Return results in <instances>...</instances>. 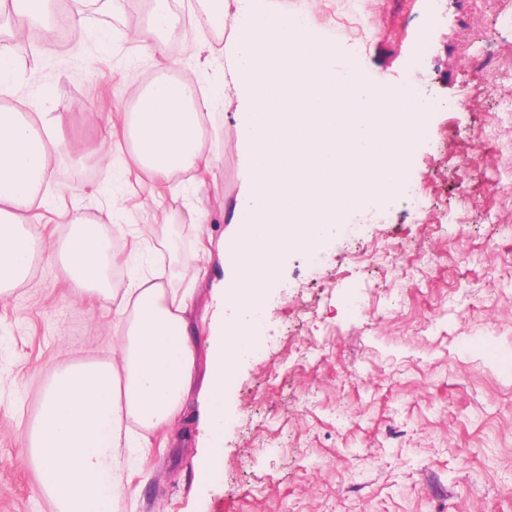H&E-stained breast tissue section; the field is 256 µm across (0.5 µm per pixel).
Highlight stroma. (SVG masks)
Instances as JSON below:
<instances>
[{
  "label": "stroma",
  "mask_w": 512,
  "mask_h": 512,
  "mask_svg": "<svg viewBox=\"0 0 512 512\" xmlns=\"http://www.w3.org/2000/svg\"><path fill=\"white\" fill-rule=\"evenodd\" d=\"M274 12L306 14L373 83L415 82L434 102L403 192L345 214L317 256L289 253L262 313L260 347L241 357L224 388L223 465L203 480L202 432L193 407L176 424L139 430L148 480L131 483L112 512H512V225L465 212L457 164L473 154L471 191L492 214L512 189V0H265ZM149 0L116 11L86 8L85 33L38 39L19 57L23 77L0 109L53 113L65 143L50 162L44 205L27 224V276L0 299V512H52L39 471L25 462L26 433L59 370L112 357L110 301L71 283L60 249L80 218L98 220L127 266L108 267L113 288L128 270H164L191 289V321L206 334L211 283L223 273L202 249L231 233L242 176L236 100L210 111L209 167L156 185L135 165L123 136L131 104L156 78L205 68L230 82L224 44L237 0H224V28L198 27L197 0H174L181 25L154 56L136 34ZM105 33L99 43L97 33ZM428 38L414 67L413 46ZM468 97L448 112L442 102ZM434 221H414L416 194ZM120 212H113V200ZM206 211L205 227L188 210ZM124 225L116 236L113 224ZM404 243L417 263L404 283L385 258ZM365 301L355 312L352 299Z\"/></svg>",
  "instance_id": "35a3bbf8"
}]
</instances>
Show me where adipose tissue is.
<instances>
[{
    "label": "adipose tissue",
    "mask_w": 512,
    "mask_h": 512,
    "mask_svg": "<svg viewBox=\"0 0 512 512\" xmlns=\"http://www.w3.org/2000/svg\"><path fill=\"white\" fill-rule=\"evenodd\" d=\"M54 0H0L13 38L27 24L51 26ZM224 96L199 79L161 78L145 88L125 124L133 158L151 176L167 177L208 164L202 117ZM63 148L56 118L0 112V297L22 280L31 262L23 226L49 177V160ZM109 241L83 220L64 243L70 281L114 302L113 323L121 335L111 359L72 364L46 387L27 430L28 456L41 475L53 512H111L127 490L138 458L121 446L124 423L156 429L175 422L188 402L196 373L199 336L186 312L189 295H172L166 284L132 274L117 292L105 278Z\"/></svg>",
    "instance_id": "adipose-tissue-1"
}]
</instances>
